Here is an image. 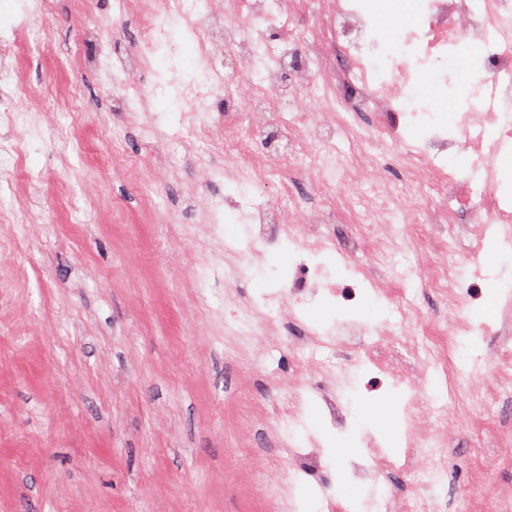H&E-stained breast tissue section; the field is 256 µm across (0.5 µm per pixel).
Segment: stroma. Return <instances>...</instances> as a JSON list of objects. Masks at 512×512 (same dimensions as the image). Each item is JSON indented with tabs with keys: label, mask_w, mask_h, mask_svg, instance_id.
<instances>
[{
	"label": "stroma",
	"mask_w": 512,
	"mask_h": 512,
	"mask_svg": "<svg viewBox=\"0 0 512 512\" xmlns=\"http://www.w3.org/2000/svg\"><path fill=\"white\" fill-rule=\"evenodd\" d=\"M22 0H0V32L13 34L16 69L0 71V92L22 112L10 136L25 176L0 192L11 219L0 222V512H263L260 490L279 480L275 442L261 408L284 381L323 378L292 353L313 325L356 320L371 330L388 312L376 295L355 309L306 295L305 320L279 317L278 336L240 355L225 334L234 302L266 303L285 287L292 250L271 247L247 277L225 280L223 263L200 266L203 245L247 249L248 220L224 211V236L210 240L205 211L227 193L205 168L222 162L219 143L180 125L184 102L173 83L198 74L192 43H160L148 74L113 79L112 64L137 49V16L118 21V0H53L49 19L21 22ZM24 94H14L15 84ZM73 85L74 113L53 106V86ZM164 91L130 117L122 84ZM78 229H71V219ZM321 230L385 283L375 254L415 261L400 241L360 243L336 210ZM501 279L480 281L478 320L512 284V252L483 255ZM338 419L321 398L304 405L289 436L317 441L318 466L291 477L296 512H320V498L411 495L406 472L356 481L349 470L369 439L398 447L406 432L399 391L359 373ZM512 402L497 421L450 414L444 453L447 495L457 504L512 492Z\"/></svg>",
	"instance_id": "stroma-1"
}]
</instances>
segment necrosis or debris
Here are the masks:
<instances>
[{"instance_id":"necrosis-or-debris-1","label":"necrosis or debris","mask_w":512,"mask_h":512,"mask_svg":"<svg viewBox=\"0 0 512 512\" xmlns=\"http://www.w3.org/2000/svg\"><path fill=\"white\" fill-rule=\"evenodd\" d=\"M309 5L320 22L302 33L296 17ZM140 22L146 37L132 58L138 67L147 66L153 40L166 26L172 39L187 38L197 48L202 77L181 84L178 94L189 105L184 121L193 135L224 140L226 163L210 167L211 177L279 190L271 203L233 196L212 203L215 211H244L257 227L246 255L229 245L224 248L225 258L239 259L237 274L262 265L266 246L283 239L295 245L296 274H313L311 253L332 249L324 234L309 238L307 224L294 220L298 200L290 186L307 173L319 175L325 190L342 193L365 238L389 233L416 239L431 209L439 208L445 229L437 259L392 269L390 277L403 288L423 283L447 300V319H426L415 301L405 297L374 327L373 342L355 350L350 363L314 360L317 351L335 348L340 336L336 328L314 331L311 344L295 346L294 351L308 360L310 370L321 371L327 379L322 397L332 409L357 369H373L397 387L405 384L404 375L380 353L378 341L402 336L410 342L419 363L442 381L445 397L429 400L410 391L404 418L411 432L404 448L396 453L373 449L371 464H354L353 476L407 470L415 493L406 498L402 512H444L447 465L441 446L449 410L494 417L500 401L512 399L511 345L500 349V378L489 395L475 388L478 365L457 361L454 355L458 337L482 341L492 335L493 324L469 318L478 297L464 268L453 207L436 205L438 198L455 192L456 205L479 218L477 248L490 244L512 250V197L500 191V157L512 151V112L505 110L502 97L503 92L512 93V0H423L418 28L407 32L403 50L383 69L371 61L378 40L361 0H224L219 11L212 0H153ZM461 44L482 53L483 75L466 90L468 111L461 113L455 131L434 123L423 136L413 138L410 91L425 65L446 59ZM243 74L251 82V98L245 105L236 100L237 78ZM299 93L307 101L305 109L287 113V104ZM361 112L376 116L370 132H363L356 121ZM247 122L269 133L265 153L250 152L241 134ZM374 139L394 144L392 159L397 166L427 171L429 181L389 182L380 189L359 178L355 158L364 141ZM452 147L466 154V171L444 163L443 156ZM310 390L305 381L282 388L264 409L275 443L288 450L276 460L281 471L319 461L318 449L300 447L286 437Z\"/></svg>"}]
</instances>
